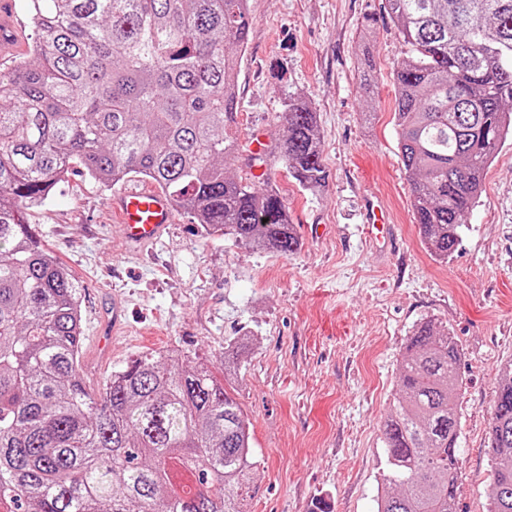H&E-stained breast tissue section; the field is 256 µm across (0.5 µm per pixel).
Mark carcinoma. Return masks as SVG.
Segmentation results:
<instances>
[{"label":"carcinoma","mask_w":512,"mask_h":512,"mask_svg":"<svg viewBox=\"0 0 512 512\" xmlns=\"http://www.w3.org/2000/svg\"><path fill=\"white\" fill-rule=\"evenodd\" d=\"M409 55L393 70L414 215L446 259L512 137V0H386ZM34 60L0 78V509L246 512L249 421L225 382L171 350L85 387L80 287L26 211L75 166L103 183L135 173L210 235L291 256L288 205L271 183L227 175L248 0H28ZM279 160L301 188L326 181L317 113L285 102ZM428 321L399 369L377 512H454L459 365ZM488 512H512V373L490 423Z\"/></svg>","instance_id":"1"}]
</instances>
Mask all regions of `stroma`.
<instances>
[{"mask_svg":"<svg viewBox=\"0 0 512 512\" xmlns=\"http://www.w3.org/2000/svg\"><path fill=\"white\" fill-rule=\"evenodd\" d=\"M249 44L238 77V150L285 138L286 98L309 100L322 140L324 188L302 190L277 157L264 167L288 203L301 246L282 257L209 236L177 211L150 255H129L110 207L112 186L81 168L27 221L81 286L80 367L101 391L129 361L179 349L221 375L241 338L235 379L250 421L255 492L250 512H375L398 368L424 321L447 326L462 349L456 512H485L488 429L500 375L512 367V141L499 149L462 243L441 260L414 219L394 123L397 62L409 47L384 0H249ZM371 50V90L360 58ZM381 201L390 242L369 240L365 200ZM118 300L120 328L101 313Z\"/></svg>","mask_w":512,"mask_h":512,"instance_id":"obj_1","label":"stroma"}]
</instances>
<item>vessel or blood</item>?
Here are the masks:
<instances>
[{"label":"vessel or blood","instance_id":"1","mask_svg":"<svg viewBox=\"0 0 512 512\" xmlns=\"http://www.w3.org/2000/svg\"><path fill=\"white\" fill-rule=\"evenodd\" d=\"M13 0H0V61L10 59L16 38ZM118 228L131 246L145 247L160 242L175 217V205L164 193L129 187L112 198Z\"/></svg>","mask_w":512,"mask_h":512}]
</instances>
